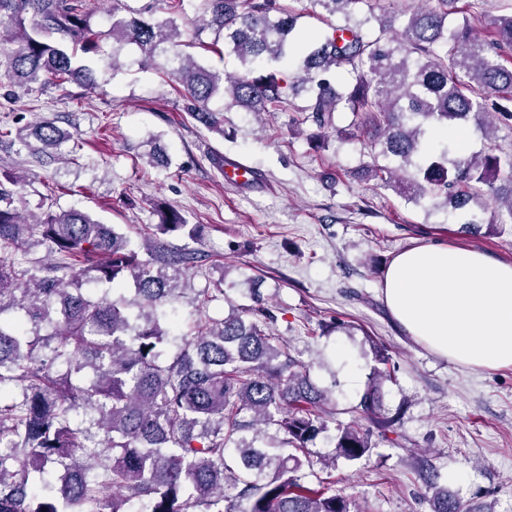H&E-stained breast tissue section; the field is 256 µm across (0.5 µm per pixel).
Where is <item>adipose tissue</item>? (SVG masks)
Segmentation results:
<instances>
[{"instance_id":"adipose-tissue-1","label":"adipose tissue","mask_w":512,"mask_h":512,"mask_svg":"<svg viewBox=\"0 0 512 512\" xmlns=\"http://www.w3.org/2000/svg\"><path fill=\"white\" fill-rule=\"evenodd\" d=\"M416 343L474 370L512 366V264L433 241L398 253L380 289Z\"/></svg>"}]
</instances>
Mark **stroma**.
<instances>
[{"label":"stroma","mask_w":512,"mask_h":512,"mask_svg":"<svg viewBox=\"0 0 512 512\" xmlns=\"http://www.w3.org/2000/svg\"><path fill=\"white\" fill-rule=\"evenodd\" d=\"M97 86L75 83L27 89L0 74V129L16 131L42 117L77 142L63 156L0 140V169L20 175L17 205L30 219L73 208L142 240L158 223L156 206H174L200 225L198 239L172 237L203 259L173 316L190 320L198 294L221 289L206 313L220 319L264 297L276 316L270 332L310 368L333 400L328 430L311 444L315 458L334 452L337 427L353 411L387 347L395 379L384 384L386 415L397 422L362 460H337L327 472L337 493L369 512H431L421 463L440 485L480 512H512V366L476 371L439 357L394 322L379 288L399 251L435 239L512 263V232L463 231L442 200L410 201L377 186L361 141L343 137L354 116L308 140L299 112H224V131L203 128L143 53L126 47L117 64L92 55ZM166 153L167 169L147 162ZM223 156L261 177L239 190L224 182Z\"/></svg>","instance_id":"1"}]
</instances>
